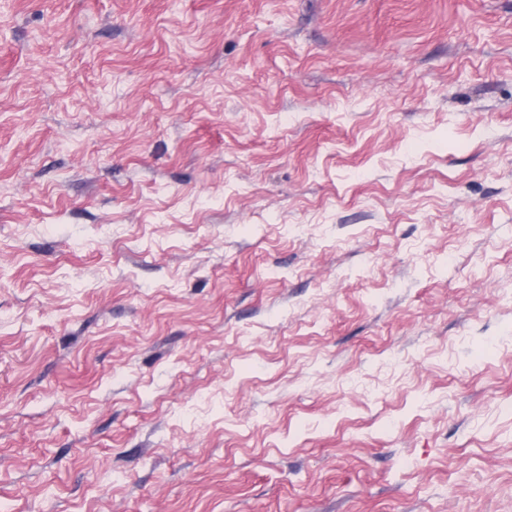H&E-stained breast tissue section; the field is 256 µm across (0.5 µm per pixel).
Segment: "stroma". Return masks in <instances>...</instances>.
<instances>
[{"instance_id": "stroma-1", "label": "stroma", "mask_w": 512, "mask_h": 512, "mask_svg": "<svg viewBox=\"0 0 512 512\" xmlns=\"http://www.w3.org/2000/svg\"><path fill=\"white\" fill-rule=\"evenodd\" d=\"M0 512H512V0H0Z\"/></svg>"}]
</instances>
